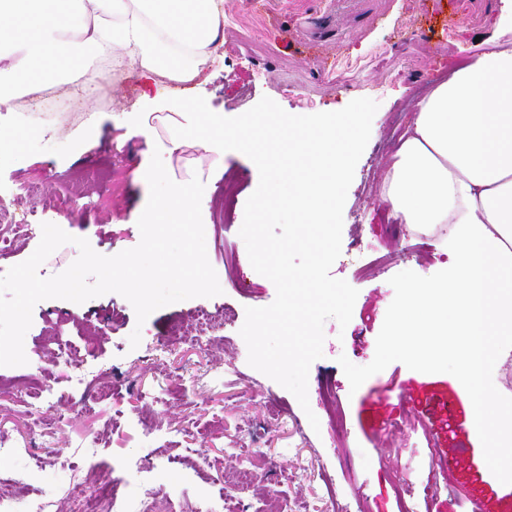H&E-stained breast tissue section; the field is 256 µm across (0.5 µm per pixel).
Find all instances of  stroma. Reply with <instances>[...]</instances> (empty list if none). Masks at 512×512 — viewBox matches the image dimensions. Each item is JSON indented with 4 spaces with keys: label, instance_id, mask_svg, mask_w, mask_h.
I'll use <instances>...</instances> for the list:
<instances>
[{
    "label": "stroma",
    "instance_id": "stroma-1",
    "mask_svg": "<svg viewBox=\"0 0 512 512\" xmlns=\"http://www.w3.org/2000/svg\"><path fill=\"white\" fill-rule=\"evenodd\" d=\"M501 0H224V62L193 97L233 125L268 108L332 112L356 98L378 105L343 209L341 254L331 274L357 289L347 327L324 324L323 356L310 367L309 409L249 366L240 335L249 307L276 296L245 256L244 207L258 185L244 154L192 146L164 154L171 179L205 184L206 250L222 293L154 311L137 324L130 302L108 293L82 304L39 302L24 339L28 362L0 367V480L42 498L49 512H78L73 484L95 478L108 512H193L210 497L229 512H470L478 497L512 512V476L485 483L490 454L467 426L472 396L453 366L433 370L383 349L401 289L452 274L448 228L394 223L378 187L399 131L432 78L481 50ZM80 112L0 106V132L30 137L23 158L0 155V275L29 258L41 225L56 224L112 256L140 241L151 154L122 139L117 121L141 113L162 124L188 111L159 77L130 73L94 84ZM235 176L232 209L224 180ZM42 185L28 198L27 183ZM216 327L193 341L179 330L198 310ZM140 331L138 347L130 336ZM53 394L41 395L42 386ZM432 398L443 433L406 393ZM320 427L312 429L309 415ZM462 448L465 466L438 456Z\"/></svg>",
    "mask_w": 512,
    "mask_h": 512
}]
</instances>
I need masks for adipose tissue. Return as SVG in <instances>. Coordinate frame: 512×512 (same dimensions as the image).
<instances>
[{"label":"adipose tissue","instance_id":"1","mask_svg":"<svg viewBox=\"0 0 512 512\" xmlns=\"http://www.w3.org/2000/svg\"><path fill=\"white\" fill-rule=\"evenodd\" d=\"M224 0H0V103L44 89L80 103L82 86L112 71H136L193 83L223 61ZM190 124H178L171 149L193 143L222 152L233 141L245 152L269 124L300 130L296 149L313 182L276 174L255 199L280 204L303 223L330 225L339 188L362 134L359 113L329 114L312 124L275 110L243 116L234 129L193 101ZM379 199L391 218L414 230L449 225L454 278L411 280L402 288L387 349L433 367L456 363L460 388L473 386L481 295L500 349L512 353V11L495 37L416 101L386 165ZM468 427L493 443L490 461L512 472V414H500L491 393L470 412Z\"/></svg>","mask_w":512,"mask_h":512}]
</instances>
